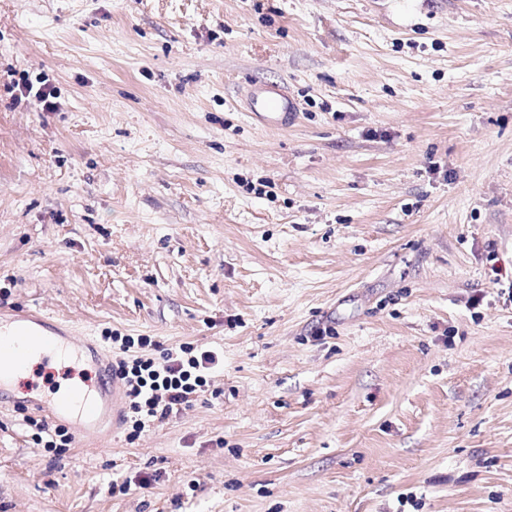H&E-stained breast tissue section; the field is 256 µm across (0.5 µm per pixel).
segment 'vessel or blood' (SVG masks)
<instances>
[{
  "instance_id": "b4317fda",
  "label": "vessel or blood",
  "mask_w": 512,
  "mask_h": 512,
  "mask_svg": "<svg viewBox=\"0 0 512 512\" xmlns=\"http://www.w3.org/2000/svg\"><path fill=\"white\" fill-rule=\"evenodd\" d=\"M293 113V103L278 89L258 88L253 98L252 114L267 124L284 125ZM58 351L83 354L84 345L70 340L62 329L50 327L40 314L12 317L0 321V375L27 368L30 356H40L49 360ZM89 364L97 372V385L94 393L73 397L59 394L41 400L31 401V408L55 423L64 417H74L77 429L74 438L78 443H86V427L99 424L103 400H111L113 407H120L123 400V387L113 363L102 354H95Z\"/></svg>"
}]
</instances>
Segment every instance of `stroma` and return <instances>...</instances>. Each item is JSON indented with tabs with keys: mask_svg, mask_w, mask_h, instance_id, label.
Wrapping results in <instances>:
<instances>
[{
	"mask_svg": "<svg viewBox=\"0 0 512 512\" xmlns=\"http://www.w3.org/2000/svg\"><path fill=\"white\" fill-rule=\"evenodd\" d=\"M496 266L512 0H0V310L224 353L193 406L60 456L19 402L85 365L27 372L0 512H512ZM14 85H16V87L19 86L21 95L33 98L40 106L41 111L53 112L56 110V102L54 101L56 96L52 88H49L45 84L36 89L33 84L30 83H22L21 86L19 83H14ZM292 113V101L280 90L271 87H259L256 90L251 114L258 120L269 125H286Z\"/></svg>",
	"mask_w": 512,
	"mask_h": 512,
	"instance_id": "1",
	"label": "stroma"
}]
</instances>
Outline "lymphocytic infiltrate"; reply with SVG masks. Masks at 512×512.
Here are the masks:
<instances>
[{
  "mask_svg": "<svg viewBox=\"0 0 512 512\" xmlns=\"http://www.w3.org/2000/svg\"><path fill=\"white\" fill-rule=\"evenodd\" d=\"M121 354L114 366L126 388L128 439L138 437L153 421L163 420L190 407L199 392L204 391L210 373L222 363L212 350L193 345L182 346L179 353L161 356L145 355L151 346L147 336H113ZM142 348V355L130 356L131 348Z\"/></svg>",
  "mask_w": 512,
  "mask_h": 512,
  "instance_id": "lymphocytic-infiltrate-1",
  "label": "lymphocytic infiltrate"
}]
</instances>
